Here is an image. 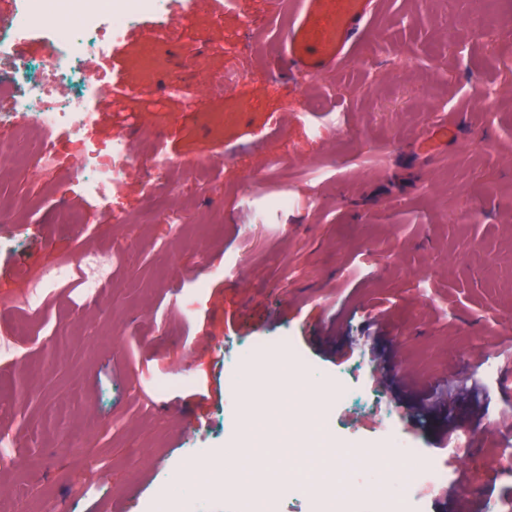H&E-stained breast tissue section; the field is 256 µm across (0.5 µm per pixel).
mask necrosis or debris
<instances>
[{
    "mask_svg": "<svg viewBox=\"0 0 512 512\" xmlns=\"http://www.w3.org/2000/svg\"><path fill=\"white\" fill-rule=\"evenodd\" d=\"M163 6L164 0H18L10 22L0 28V59L9 62L0 73V90L10 99L0 122L21 137L33 127L40 131L38 164L43 168L54 162L48 149L54 132L78 139L83 150L73 180L86 198H107L113 183L138 166L127 142L117 139L102 145L93 138L95 115L86 103L110 87L107 73L96 70L95 62L112 38L143 15L163 18ZM41 36L55 48L54 62L43 66L16 51L18 43ZM330 410L326 404L314 416L274 411L270 417L283 447L298 450L309 446ZM382 435L388 468L346 476L344 497L331 496L321 484L310 486L312 504L321 512H351L355 507L364 512H422L417 490L447 482L446 465L438 459L421 460L418 450L400 439L394 421L384 424Z\"/></svg>",
    "mask_w": 512,
    "mask_h": 512,
    "instance_id": "4bbe7bcc",
    "label": "necrosis or debris"
}]
</instances>
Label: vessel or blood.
I'll list each match as a JSON object with an SVG mask.
<instances>
[{
    "instance_id": "1",
    "label": "vessel or blood",
    "mask_w": 512,
    "mask_h": 512,
    "mask_svg": "<svg viewBox=\"0 0 512 512\" xmlns=\"http://www.w3.org/2000/svg\"><path fill=\"white\" fill-rule=\"evenodd\" d=\"M376 0H294L280 54L284 76L318 75L346 61L361 43Z\"/></svg>"
}]
</instances>
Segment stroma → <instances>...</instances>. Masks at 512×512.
<instances>
[{
    "instance_id": "1",
    "label": "stroma",
    "mask_w": 512,
    "mask_h": 512,
    "mask_svg": "<svg viewBox=\"0 0 512 512\" xmlns=\"http://www.w3.org/2000/svg\"><path fill=\"white\" fill-rule=\"evenodd\" d=\"M492 8L489 22L482 0H380L358 56L287 80L286 0H168L171 41L146 18L103 49L94 136L144 163L102 202L72 185L78 141L58 136L44 172L35 142L0 126V512H149L194 448L300 512L286 449L231 441L243 410L288 402L276 364L255 355L236 396L224 379L225 349L284 334L306 363L303 411L340 383L359 397L324 421L336 447L378 448L367 410L382 406L457 471L425 512L512 502L507 436L483 427L512 425V0ZM181 83L195 105L170 94ZM449 117L459 139L420 150ZM276 195L287 207L263 214ZM62 208L80 223H57ZM80 255L113 256L110 287H48L29 313L41 268ZM393 362L478 394L417 416L422 394L383 380ZM460 422L461 462L441 434Z\"/></svg>"
}]
</instances>
